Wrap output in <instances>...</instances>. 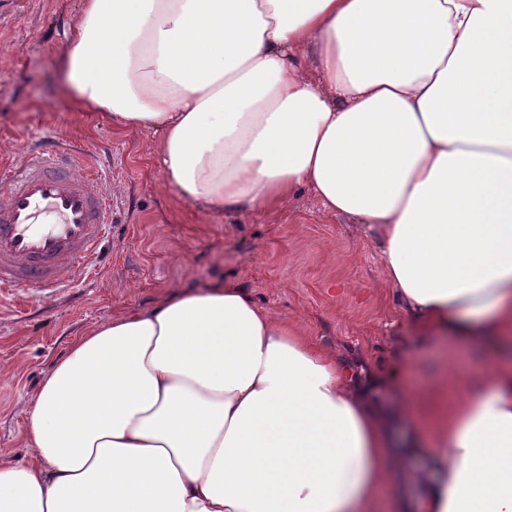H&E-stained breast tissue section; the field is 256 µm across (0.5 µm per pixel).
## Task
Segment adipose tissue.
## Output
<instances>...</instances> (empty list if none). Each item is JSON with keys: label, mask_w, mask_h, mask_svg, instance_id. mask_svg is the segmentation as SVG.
<instances>
[{"label": "adipose tissue", "mask_w": 512, "mask_h": 512, "mask_svg": "<svg viewBox=\"0 0 512 512\" xmlns=\"http://www.w3.org/2000/svg\"><path fill=\"white\" fill-rule=\"evenodd\" d=\"M79 100L159 137L181 199L310 189L371 224L395 302L473 348L512 334V0H83ZM437 438L237 283L75 339L0 461V512H512V364L452 374ZM423 455L420 471L406 467Z\"/></svg>", "instance_id": "adipose-tissue-1"}]
</instances>
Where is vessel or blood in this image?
<instances>
[{
	"label": "vessel or blood",
	"mask_w": 512,
	"mask_h": 512,
	"mask_svg": "<svg viewBox=\"0 0 512 512\" xmlns=\"http://www.w3.org/2000/svg\"><path fill=\"white\" fill-rule=\"evenodd\" d=\"M17 156L0 169V289L44 293L94 263L108 198L60 141H23Z\"/></svg>",
	"instance_id": "b4317fda"
}]
</instances>
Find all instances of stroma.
<instances>
[{
    "label": "stroma",
    "mask_w": 512,
    "mask_h": 512,
    "mask_svg": "<svg viewBox=\"0 0 512 512\" xmlns=\"http://www.w3.org/2000/svg\"><path fill=\"white\" fill-rule=\"evenodd\" d=\"M79 7L0 0V160L30 135L63 141L97 172L112 210L103 265L36 304L23 291L0 297V458L27 461L25 410L76 337L224 278L385 379L381 399H408L415 431L432 436V410L457 396L447 376L469 371L472 356L415 328L392 300L378 233L325 212L306 189L271 213H214L181 200L166 184L154 133L86 111L69 84L65 46Z\"/></svg>",
    "instance_id": "1"
}]
</instances>
